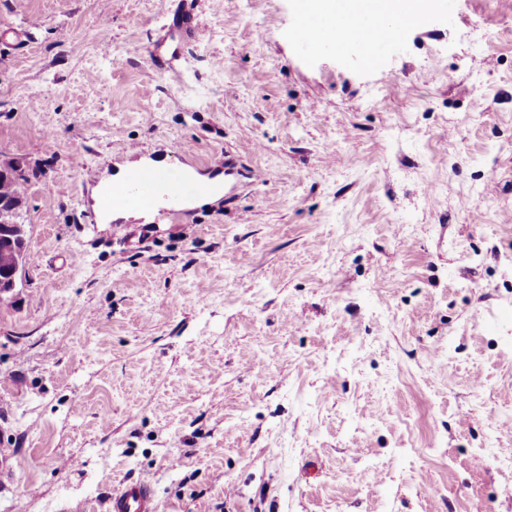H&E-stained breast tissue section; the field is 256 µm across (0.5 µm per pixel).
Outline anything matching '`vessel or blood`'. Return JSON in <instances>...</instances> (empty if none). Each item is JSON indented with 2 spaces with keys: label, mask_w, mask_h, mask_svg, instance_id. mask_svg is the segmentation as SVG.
Listing matches in <instances>:
<instances>
[{
  "label": "vessel or blood",
  "mask_w": 512,
  "mask_h": 512,
  "mask_svg": "<svg viewBox=\"0 0 512 512\" xmlns=\"http://www.w3.org/2000/svg\"><path fill=\"white\" fill-rule=\"evenodd\" d=\"M197 30L194 0H177L165 33L152 43L149 62L153 71L165 74L175 70L183 49L194 40ZM204 191V186L184 171L144 163L129 170L124 181L112 184L104 192L100 208L116 212L131 206H157L167 216L178 218L186 215L189 200ZM106 512H159L150 481H122L109 496Z\"/></svg>",
  "instance_id": "1"
}]
</instances>
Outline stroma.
<instances>
[{
    "mask_svg": "<svg viewBox=\"0 0 512 512\" xmlns=\"http://www.w3.org/2000/svg\"><path fill=\"white\" fill-rule=\"evenodd\" d=\"M199 2L160 78L170 0H0L38 23L0 44V156L40 256L0 301V512L136 477L160 512H512V0H440L375 65L297 0ZM143 153L224 192L84 223L83 167ZM170 22L164 34L152 43L149 54L150 66L158 74L175 70L182 50L195 39L198 22L194 0H177ZM176 42L174 46L173 43Z\"/></svg>",
    "mask_w": 512,
    "mask_h": 512,
    "instance_id": "35a3bbf8",
    "label": "stroma"
}]
</instances>
